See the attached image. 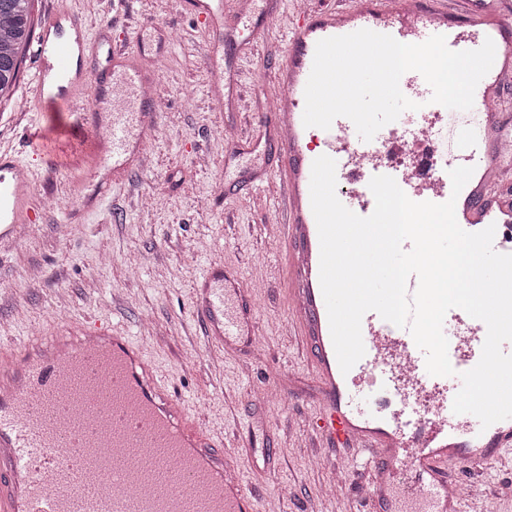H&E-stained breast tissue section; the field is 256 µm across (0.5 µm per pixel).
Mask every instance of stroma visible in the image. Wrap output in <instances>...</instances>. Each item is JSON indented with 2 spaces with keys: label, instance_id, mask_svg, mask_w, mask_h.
Listing matches in <instances>:
<instances>
[{
  "label": "stroma",
  "instance_id": "stroma-1",
  "mask_svg": "<svg viewBox=\"0 0 512 512\" xmlns=\"http://www.w3.org/2000/svg\"><path fill=\"white\" fill-rule=\"evenodd\" d=\"M62 2L91 31L111 30L129 50H164L158 126L143 168L113 185L99 213L69 222L68 209L92 183L67 165L47 168L30 155L23 128L32 113L18 109L32 99L33 53L25 51L12 93L0 100V148L12 149L31 170L40 214L18 245L0 247V348L49 335L66 321L134 337L189 415L236 451L259 512H357L351 484L320 495L329 466L347 464L354 452L315 447L308 428L317 386L300 337L286 327L285 251L265 232L279 191L225 194L227 149L214 132L233 120L261 134L295 0H279L258 44L245 46L237 34L225 45V56L240 68V101L226 111L209 92L208 32L181 0ZM213 262L254 287V345H217L194 312L196 283ZM264 453L275 456L274 469L257 466ZM457 485L470 496L467 512H512V461L493 465L476 483L459 473Z\"/></svg>",
  "mask_w": 512,
  "mask_h": 512
}]
</instances>
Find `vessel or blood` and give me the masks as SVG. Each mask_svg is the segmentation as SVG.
Instances as JSON below:
<instances>
[{
  "instance_id": "vessel-or-blood-1",
  "label": "vessel or blood",
  "mask_w": 512,
  "mask_h": 512,
  "mask_svg": "<svg viewBox=\"0 0 512 512\" xmlns=\"http://www.w3.org/2000/svg\"><path fill=\"white\" fill-rule=\"evenodd\" d=\"M273 0H242L236 22L247 32L266 29ZM187 10L208 31L211 90L237 85L224 79V0H188ZM361 29L419 44L442 35L454 51L475 50L485 39L495 44L490 71L479 81L470 110L433 103L432 89L415 71L401 78L404 94L418 107L401 113L372 140L360 138L353 122L336 118L313 134L303 124L305 87L319 40ZM37 69L31 90L37 111L52 107L57 136L77 142L74 164L89 171L111 167L114 177L143 166L145 149L158 121L159 71L146 58L123 49L108 31L91 34L68 7L46 12L36 37ZM279 87L269 110L267 147L283 158L277 168L252 160L251 135L228 124L226 144L242 162L224 174L228 183L258 190L280 184L285 218L276 237L285 244L296 325L310 357L322 406L311 421L325 445L340 443L366 454L372 466L367 512H465V499L452 472L482 473L512 449V418L482 427L471 414L454 413L461 373L480 360L487 327L464 310L450 309L443 331L455 373L433 376L425 354L408 329L367 312L361 323L365 354L342 372L334 350L320 285V241L311 208L313 161L336 162V195L366 217L375 209L372 177L387 175L413 201L446 202L451 169L473 167L483 181L469 197L459 226L495 225L493 247L512 254V0H303L288 22L287 56L274 68ZM37 209L32 173L14 154L0 150V241L17 242ZM249 292L227 279L221 264H209L195 290L193 307L211 338L235 345L254 331ZM90 379L88 390L69 400L66 415L54 404L71 368ZM126 388L132 399L111 430L100 390L105 379ZM415 399L423 413L407 420L399 402ZM88 425L81 453L70 446L75 422ZM169 452L155 454L156 444ZM136 447L150 455L154 469L168 475V489L146 492L150 476L120 460L116 449ZM211 479L195 482L197 465ZM257 498L237 476V467L215 444L165 382L144 361L130 337L100 331L77 332L61 325L51 336H33L0 355V512H256Z\"/></svg>"
}]
</instances>
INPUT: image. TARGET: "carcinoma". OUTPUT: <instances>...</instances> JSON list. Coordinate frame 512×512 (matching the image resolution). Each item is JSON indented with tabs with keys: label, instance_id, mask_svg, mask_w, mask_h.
Returning a JSON list of instances; mask_svg holds the SVG:
<instances>
[{
	"label": "carcinoma",
	"instance_id": "obj_1",
	"mask_svg": "<svg viewBox=\"0 0 512 512\" xmlns=\"http://www.w3.org/2000/svg\"><path fill=\"white\" fill-rule=\"evenodd\" d=\"M32 0H0V96L15 86L31 36Z\"/></svg>",
	"mask_w": 512,
	"mask_h": 512
}]
</instances>
